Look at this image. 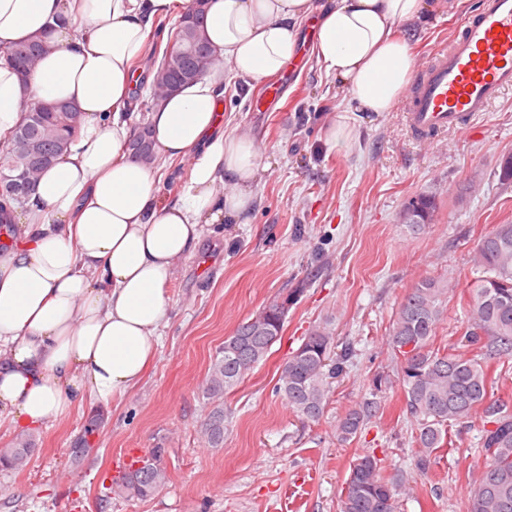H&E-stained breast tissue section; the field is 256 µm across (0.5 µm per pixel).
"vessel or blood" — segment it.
<instances>
[{"instance_id":"1","label":"vessel or blood","mask_w":512,"mask_h":512,"mask_svg":"<svg viewBox=\"0 0 512 512\" xmlns=\"http://www.w3.org/2000/svg\"><path fill=\"white\" fill-rule=\"evenodd\" d=\"M457 26L448 46L417 70L403 106L417 138L470 127L512 91V0H482Z\"/></svg>"}]
</instances>
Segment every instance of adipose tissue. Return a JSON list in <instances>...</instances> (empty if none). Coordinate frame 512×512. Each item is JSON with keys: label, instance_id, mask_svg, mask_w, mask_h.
<instances>
[{"label": "adipose tissue", "instance_id": "ef3b65f1", "mask_svg": "<svg viewBox=\"0 0 512 512\" xmlns=\"http://www.w3.org/2000/svg\"><path fill=\"white\" fill-rule=\"evenodd\" d=\"M177 0H0V48L46 37L27 80L0 59V135L25 105H76L81 131L0 226V426L35 433L87 402L110 404L154 361L177 262L206 230L244 216L265 155L248 132L224 130V79L259 81L312 51L369 112L392 111L414 58L397 27L452 13L457 0H206L215 65L157 102L154 149L190 158L177 201L161 204L156 168L131 158L135 64L152 23Z\"/></svg>", "mask_w": 512, "mask_h": 512}]
</instances>
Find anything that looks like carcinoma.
Returning a JSON list of instances; mask_svg holds the SVG:
<instances>
[{
  "mask_svg": "<svg viewBox=\"0 0 512 512\" xmlns=\"http://www.w3.org/2000/svg\"><path fill=\"white\" fill-rule=\"evenodd\" d=\"M206 0H193L170 31L171 45L153 70L150 102L171 94L203 76L214 64L205 34ZM41 38L17 44L3 56L21 76H26L43 56ZM73 106L35 101L23 112L12 133L0 138L4 158L0 162V224H7L9 205L20 208L33 190L36 179L70 148L79 133ZM133 154L151 163L154 146L147 126L139 128L130 143ZM26 175L28 189L7 190L9 178ZM406 208L422 220L432 221L435 204L427 195L411 198ZM474 281L470 285L465 342L479 350L468 357L454 345L433 347L436 328L452 285L446 280L424 278L409 289L399 303L389 328L388 344L397 365V376L378 375L370 397L348 408L336 426L341 442L354 438L374 417L387 391L397 385L404 394L406 410L416 424L414 468L427 472L436 463L456 424L480 414V448L489 463L479 474L469 496L468 512H512V410L491 396L488 361L512 357V224H495L478 239L471 259ZM265 325L245 321L224 339V349L210 363L204 389L213 408L202 425V434L213 448L224 445V394L239 384L268 355L281 336L284 319L274 302L267 306ZM412 348L405 349L406 345ZM333 333L325 326L313 327L301 345L279 367L277 392L303 422L316 423L324 416L335 379L350 361L353 350L346 345L335 351ZM5 467L23 469L33 452L29 434L16 435ZM168 480L160 455H152L148 476L137 463L113 481L109 490L117 495L147 499ZM403 472L383 475L380 459L364 454L350 466L339 496L338 512H400Z\"/></svg>",
  "mask_w": 512,
  "mask_h": 512,
  "instance_id": "1",
  "label": "carcinoma"
}]
</instances>
